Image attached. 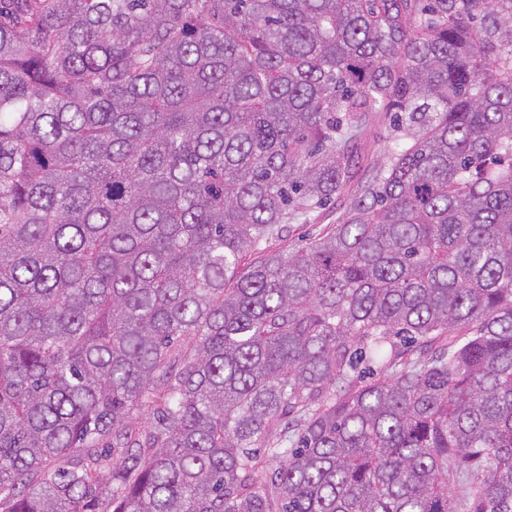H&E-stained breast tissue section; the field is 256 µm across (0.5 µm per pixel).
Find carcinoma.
<instances>
[{"mask_svg":"<svg viewBox=\"0 0 512 512\" xmlns=\"http://www.w3.org/2000/svg\"><path fill=\"white\" fill-rule=\"evenodd\" d=\"M0 512H512V0H0ZM392 112H376L368 125L362 129L355 142L354 177L346 190L338 198L309 216L298 215L288 220L279 236L268 240L262 247L266 251H291L310 243L324 235L334 224L357 194L358 187L367 180L370 170L389 163L392 151L398 140L394 138Z\"/></svg>","mask_w":512,"mask_h":512,"instance_id":"1","label":"carcinoma"}]
</instances>
